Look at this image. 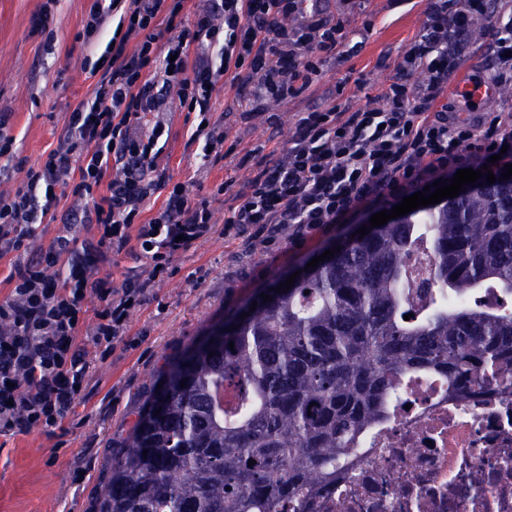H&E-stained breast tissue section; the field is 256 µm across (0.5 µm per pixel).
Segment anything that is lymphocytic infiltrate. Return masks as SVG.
I'll list each match as a JSON object with an SVG mask.
<instances>
[{
	"mask_svg": "<svg viewBox=\"0 0 512 512\" xmlns=\"http://www.w3.org/2000/svg\"><path fill=\"white\" fill-rule=\"evenodd\" d=\"M490 13V0H427V21L399 57L395 81L372 106L304 113L287 153L261 160L237 194L226 231L271 244L286 230L299 240L493 155L512 160L511 112L464 117L446 96L467 38L482 25L495 61L489 83L512 87V18L496 26ZM108 20L114 30L102 74L43 162L16 158L0 114V158L24 173L0 196V259L11 260L9 293L0 299V435L62 428L84 395L91 359L111 355L175 258L210 237L207 200L157 162L168 134L160 115L170 102L197 112L191 139L218 162L227 134L210 112L220 77L252 86L255 99H284L306 90L328 57L353 52L344 21L322 16L311 0H200L194 8L189 0H108L91 10L86 34ZM65 186L78 204L64 221L85 227L87 237L60 236L30 254ZM160 191V206L147 211ZM130 246L147 271L113 284L100 267Z\"/></svg>",
	"mask_w": 512,
	"mask_h": 512,
	"instance_id": "f902f5d3",
	"label": "lymphocytic infiltrate"
}]
</instances>
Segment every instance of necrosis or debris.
Returning <instances> with one entry per match:
<instances>
[{
  "mask_svg": "<svg viewBox=\"0 0 512 512\" xmlns=\"http://www.w3.org/2000/svg\"><path fill=\"white\" fill-rule=\"evenodd\" d=\"M312 512H512V390L463 402L429 377L402 387Z\"/></svg>",
  "mask_w": 512,
  "mask_h": 512,
  "instance_id": "1",
  "label": "necrosis or debris"
}]
</instances>
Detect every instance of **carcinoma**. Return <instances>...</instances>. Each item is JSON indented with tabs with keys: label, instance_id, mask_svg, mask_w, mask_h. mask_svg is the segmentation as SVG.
Returning <instances> with one entry per match:
<instances>
[{
	"label": "carcinoma",
	"instance_id": "obj_1",
	"mask_svg": "<svg viewBox=\"0 0 512 512\" xmlns=\"http://www.w3.org/2000/svg\"><path fill=\"white\" fill-rule=\"evenodd\" d=\"M415 253L436 288L512 297V185L483 178L369 229L165 362L97 512H308L404 379L440 376L463 401L511 386L512 311L409 292Z\"/></svg>",
	"mask_w": 512,
	"mask_h": 512
}]
</instances>
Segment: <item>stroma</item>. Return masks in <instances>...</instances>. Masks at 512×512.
<instances>
[{
  "label": "stroma",
  "mask_w": 512,
  "mask_h": 512,
  "mask_svg": "<svg viewBox=\"0 0 512 512\" xmlns=\"http://www.w3.org/2000/svg\"><path fill=\"white\" fill-rule=\"evenodd\" d=\"M95 0H0V113L18 157L42 161L66 132L70 112L89 99L90 71L112 35L104 26L87 43L84 25ZM323 16L346 23L358 52L328 58L303 93L278 102H255L247 86L217 84L213 119L223 123L228 154L212 164L190 140L194 113L172 106L164 114L169 139L159 155L173 181L207 198L213 234L174 262L172 277L134 311L128 342L93 363L74 414L54 433L0 435V512H93L159 371L173 354L203 341L209 330L251 300L268 283L363 225L372 206L296 244L280 237L248 246L225 235L236 194L270 150L285 152L303 113L336 104L356 110L395 76V62L426 21V0H318ZM46 13L45 28L32 18ZM372 20L363 30V20ZM276 123H269V115Z\"/></svg>",
  "instance_id": "obj_1"
}]
</instances>
